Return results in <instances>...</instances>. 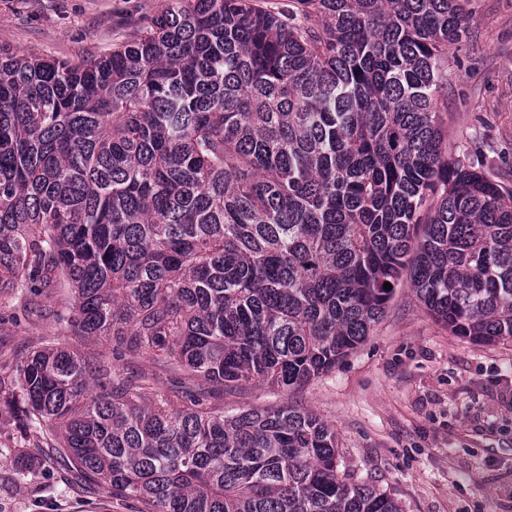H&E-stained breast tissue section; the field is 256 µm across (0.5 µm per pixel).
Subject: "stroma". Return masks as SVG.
Wrapping results in <instances>:
<instances>
[{
  "mask_svg": "<svg viewBox=\"0 0 512 512\" xmlns=\"http://www.w3.org/2000/svg\"><path fill=\"white\" fill-rule=\"evenodd\" d=\"M174 0H0V47L63 61L95 59L130 41ZM467 31L448 49L438 93L449 157L481 162L512 185V0H469ZM68 299L43 291L42 315H25L0 294V512H134L102 487L78 486L48 456L47 435L7 410L15 368L55 344L94 356V340L59 331ZM116 375L143 374L181 408L184 374L152 355L118 349ZM295 399L336 430L340 472L394 497L402 512H512V343L475 344L451 335L407 287L396 288L367 340L295 394L259 383L214 392L227 413ZM33 462L14 478V450Z\"/></svg>",
  "mask_w": 512,
  "mask_h": 512,
  "instance_id": "1",
  "label": "stroma"
}]
</instances>
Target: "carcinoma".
I'll return each instance as SVG.
<instances>
[{"mask_svg": "<svg viewBox=\"0 0 512 512\" xmlns=\"http://www.w3.org/2000/svg\"><path fill=\"white\" fill-rule=\"evenodd\" d=\"M466 3L184 0L98 60L1 48L0 293L66 288L75 336L290 397L403 284L451 335L512 341V186L436 123ZM15 383L22 424L137 512H401L292 400L174 410L58 346Z\"/></svg>", "mask_w": 512, "mask_h": 512, "instance_id": "carcinoma-1", "label": "carcinoma"}]
</instances>
